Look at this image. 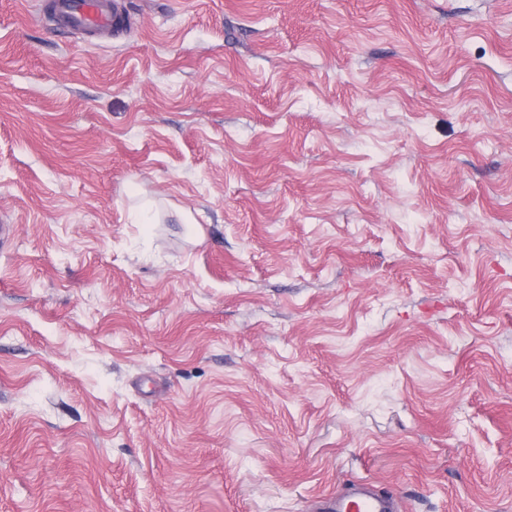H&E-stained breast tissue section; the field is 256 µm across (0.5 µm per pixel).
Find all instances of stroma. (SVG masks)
<instances>
[{
    "instance_id": "1",
    "label": "stroma",
    "mask_w": 512,
    "mask_h": 512,
    "mask_svg": "<svg viewBox=\"0 0 512 512\" xmlns=\"http://www.w3.org/2000/svg\"><path fill=\"white\" fill-rule=\"evenodd\" d=\"M0 0V512H512V0ZM59 22L73 29L92 27L110 29L116 25L111 0H55ZM320 512H397V498L379 490L373 483L357 481L353 487L320 497Z\"/></svg>"
}]
</instances>
